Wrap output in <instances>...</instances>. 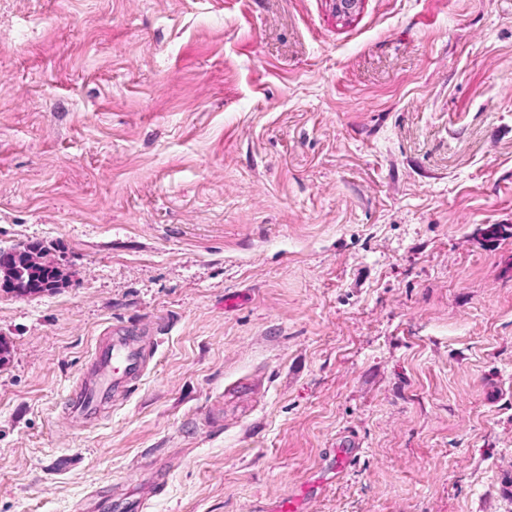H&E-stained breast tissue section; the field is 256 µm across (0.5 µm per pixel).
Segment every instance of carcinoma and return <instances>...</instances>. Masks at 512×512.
<instances>
[{
    "instance_id": "obj_1",
    "label": "carcinoma",
    "mask_w": 512,
    "mask_h": 512,
    "mask_svg": "<svg viewBox=\"0 0 512 512\" xmlns=\"http://www.w3.org/2000/svg\"><path fill=\"white\" fill-rule=\"evenodd\" d=\"M0 289L15 294H37L46 291L45 282L63 283L61 272L43 261L42 253L33 245L15 248L11 251L0 249Z\"/></svg>"
}]
</instances>
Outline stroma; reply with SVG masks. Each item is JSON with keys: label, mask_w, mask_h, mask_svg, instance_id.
I'll use <instances>...</instances> for the list:
<instances>
[{"label": "stroma", "mask_w": 512, "mask_h": 512, "mask_svg": "<svg viewBox=\"0 0 512 512\" xmlns=\"http://www.w3.org/2000/svg\"><path fill=\"white\" fill-rule=\"evenodd\" d=\"M509 83L512 0H0V249L67 276L0 291V512H512ZM157 346L156 336H146L139 329L113 328L108 336H101L89 365L70 391L68 414L81 427L98 421L109 404L130 396ZM156 494V485L154 483L144 484L138 488V492L116 501L115 507L129 509L134 512L144 509L146 502Z\"/></svg>", "instance_id": "1"}]
</instances>
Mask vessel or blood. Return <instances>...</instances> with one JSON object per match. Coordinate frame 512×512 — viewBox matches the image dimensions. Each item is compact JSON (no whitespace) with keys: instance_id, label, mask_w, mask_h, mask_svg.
<instances>
[{"instance_id":"b4317fda","label":"vessel or blood","mask_w":512,"mask_h":512,"mask_svg":"<svg viewBox=\"0 0 512 512\" xmlns=\"http://www.w3.org/2000/svg\"><path fill=\"white\" fill-rule=\"evenodd\" d=\"M157 346L156 337L136 329L116 328L100 337L86 370L70 391L68 414L82 427L98 421L109 404L130 396ZM155 493V485H141L135 494L119 499L117 506L122 512H142Z\"/></svg>"}]
</instances>
